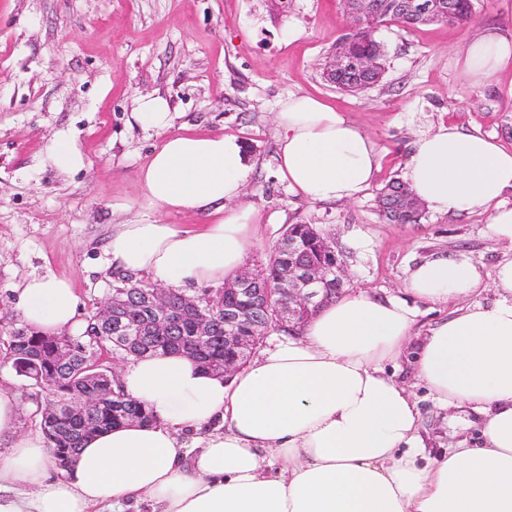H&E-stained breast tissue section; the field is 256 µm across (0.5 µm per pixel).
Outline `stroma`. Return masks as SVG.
Returning <instances> with one entry per match:
<instances>
[{
  "mask_svg": "<svg viewBox=\"0 0 512 512\" xmlns=\"http://www.w3.org/2000/svg\"><path fill=\"white\" fill-rule=\"evenodd\" d=\"M467 27L381 26L385 74L350 95L322 72L346 32L342 0H0V327L18 319L17 285L33 275L68 279L86 318L112 291L106 242L113 225L138 221L197 227L195 213L138 205L137 176L166 138L232 133L252 167L246 201L260 212V243L245 260L267 261L288 225L319 226L336 243L347 288L406 297L408 270L430 254L469 256L484 280L512 257L482 211L424 210L419 223L392 224L378 191L403 178L417 136L451 120L512 148V73L488 87L462 72L464 47L488 26L512 32V0H474ZM308 94L342 112L381 148L380 169L353 201L311 203L278 176L274 116L279 101ZM166 100L171 123L147 129L141 98ZM60 135L84 157L63 172L46 160ZM415 396L425 456L459 440L480 444L478 416L445 410L413 376L408 357L388 365Z\"/></svg>",
  "mask_w": 512,
  "mask_h": 512,
  "instance_id": "1",
  "label": "stroma"
}]
</instances>
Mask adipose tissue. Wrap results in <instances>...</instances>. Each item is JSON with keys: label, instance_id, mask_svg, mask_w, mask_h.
<instances>
[{"label": "adipose tissue", "instance_id": "obj_1", "mask_svg": "<svg viewBox=\"0 0 512 512\" xmlns=\"http://www.w3.org/2000/svg\"><path fill=\"white\" fill-rule=\"evenodd\" d=\"M512 71V33L488 27L468 41L463 72L482 86ZM278 176L312 202L351 201L371 184L381 151L323 101L291 94L275 114ZM251 166L233 134L166 139L138 173L140 199L205 224H116L109 262L174 288L233 279L258 242L243 203ZM405 181L441 214L484 211L512 243V150L451 123L421 133ZM408 291L450 316L416 331L414 308L357 290L324 306L231 378L186 356H146L121 372L124 393L153 417L89 437L69 471L51 474L45 437L18 430L15 393L0 386V512H512V258L484 281L467 255H432ZM492 301H481L485 288ZM22 319L74 333L71 283L33 276L17 288ZM411 351L417 379L440 408H470L483 444L420 465L426 444L413 394L386 373Z\"/></svg>", "mask_w": 512, "mask_h": 512}]
</instances>
